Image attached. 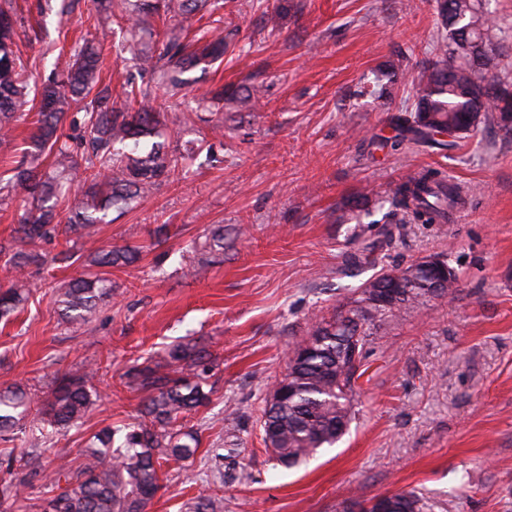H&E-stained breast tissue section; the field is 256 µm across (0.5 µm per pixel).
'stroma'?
Segmentation results:
<instances>
[{
  "instance_id": "35a3bbf8",
  "label": "stroma",
  "mask_w": 512,
  "mask_h": 512,
  "mask_svg": "<svg viewBox=\"0 0 512 512\" xmlns=\"http://www.w3.org/2000/svg\"><path fill=\"white\" fill-rule=\"evenodd\" d=\"M492 20L489 80L512 85V0H481ZM13 18L15 50L35 77L59 49L99 42L102 79L120 96L127 81L149 88L142 106L168 115L166 145L197 146L209 125L224 136L176 167L137 208L97 227L112 247L138 248L113 270L112 296L89 321L59 316L55 289L82 276L76 236L39 243L21 312L0 322V388L48 396L59 377L100 366L93 411L50 434L51 470L105 426L134 422L145 394L133 367L167 364L174 345L209 356L206 406L187 426L201 446L164 463L146 512H182L191 498L224 497V512H344L352 500L422 493L431 512H512V132L488 120L455 148L399 153L381 144L389 119L414 102L413 79L445 38L434 0H219L228 49L218 68L193 71L190 91L257 85L259 108L187 111L153 86L124 49L125 26L92 0H0ZM437 167L475 187L445 224H415L403 239L350 262L357 224L346 204L363 189L376 201L411 169ZM224 230V248L198 268L181 255ZM428 255L458 276L451 299H434L380 327L359 381V412L335 445L285 468L262 440L261 411L285 371V355L315 318L346 304L363 282Z\"/></svg>"
}]
</instances>
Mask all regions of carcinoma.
<instances>
[{
	"mask_svg": "<svg viewBox=\"0 0 512 512\" xmlns=\"http://www.w3.org/2000/svg\"><path fill=\"white\" fill-rule=\"evenodd\" d=\"M209 0H125L128 47L137 55L156 84L177 96L188 85L186 75L204 70L224 56L228 43L224 30L210 26L194 35L192 43L169 37L155 55L137 39L140 15L163 9L171 20L206 8ZM436 8L448 29L451 43L441 42L434 57L418 73L414 104L409 112L394 118L392 147L413 146L446 150L455 139L471 132L481 118L499 113L506 131L512 130V97L485 76L490 52L485 33L489 18L475 0H436ZM14 26L0 11V140L11 135L18 107L26 103L31 75L13 51ZM102 49L85 44L64 62L61 77L42 86L36 128L31 145L10 162L11 177L0 185V201L23 191L24 217L14 241L22 245L5 262L6 289L0 291V320L7 321L28 299L25 277L30 265L44 263L42 254L24 246L58 233L75 234L83 240L84 260L90 272L56 290L59 315L72 325H82L99 303L112 296L109 270L134 262L139 250L131 247L99 246L95 227L110 222L114 210H132L144 201L176 167L178 160L191 159L188 149L176 158L166 150L165 123L161 113L130 105L143 94L135 82L127 83L123 103L112 99V89L100 78ZM85 102L82 134L76 146L64 140L65 107ZM451 132L450 140L441 135ZM474 188L448 179L436 168L410 170L389 190V209L369 222L380 225L377 237L364 243L375 251L402 237L409 224H446L448 214L464 203ZM74 199L76 207L61 216L60 203ZM416 285L393 308L367 297L372 288H386L399 270H388L356 289L357 297L347 309L337 308L328 318L315 320L306 336L295 341L286 360L282 380L293 389L284 400L267 402L262 416L263 442L283 466L292 467L313 457L318 449L336 443L356 415L355 383L359 366L350 368L341 383L328 380L336 374V359L343 342L362 323L361 346L375 340L378 323L396 318L409 308L425 305L430 294L447 298L455 293L453 269L437 276L434 269L412 263ZM174 363L162 372L149 365L128 373L129 384L147 393L142 420L121 429H102L80 449L81 463L72 468L61 461L46 476L53 486L70 487L42 498V512H145L147 504L162 488L161 462L188 460L199 449L197 432L179 425L182 415L206 404L199 368L203 357L192 348L177 345L169 350ZM92 368L70 371L57 379L51 397L40 400L21 385L0 389V433L17 427L21 416L35 415L55 431L83 419L96 403ZM10 478L0 486V498L18 501L22 489L33 488L30 474L14 476V458L0 459V468ZM390 512H427L426 498L414 491L386 496ZM185 512H224V497L206 496L184 504Z\"/></svg>",
	"mask_w": 512,
	"mask_h": 512,
	"instance_id": "obj_1",
	"label": "carcinoma"
}]
</instances>
